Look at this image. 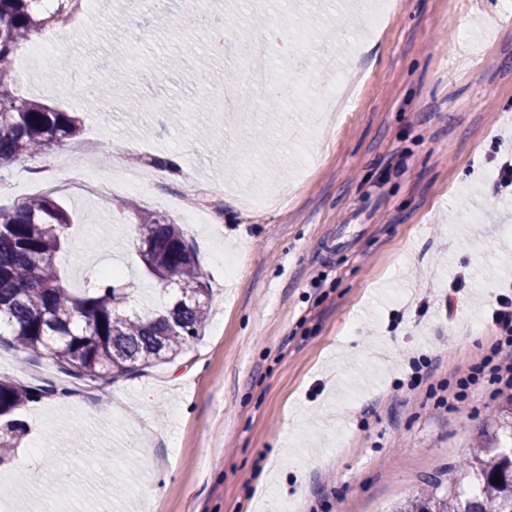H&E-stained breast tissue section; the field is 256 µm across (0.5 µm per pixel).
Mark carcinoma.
I'll use <instances>...</instances> for the list:
<instances>
[{
	"mask_svg": "<svg viewBox=\"0 0 512 512\" xmlns=\"http://www.w3.org/2000/svg\"><path fill=\"white\" fill-rule=\"evenodd\" d=\"M36 0H0V64L63 9L36 12ZM13 72L0 67V164L40 155L80 131V118L13 92ZM70 217L47 195L0 206V344L24 355L47 351L59 372L107 386L181 353L209 317V288L179 225L138 215L139 253L147 273L177 288L158 308L128 311L131 290L106 273L80 294L57 268ZM53 391L0 379V449L23 432L13 419L26 402ZM500 483H492L495 476ZM392 512H512V401L502 407L482 447L459 464L448 488L433 484Z\"/></svg>",
	"mask_w": 512,
	"mask_h": 512,
	"instance_id": "cac0c4a2",
	"label": "carcinoma"
}]
</instances>
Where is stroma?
<instances>
[{
	"label": "stroma",
	"mask_w": 512,
	"mask_h": 512,
	"mask_svg": "<svg viewBox=\"0 0 512 512\" xmlns=\"http://www.w3.org/2000/svg\"><path fill=\"white\" fill-rule=\"evenodd\" d=\"M234 28L287 21L328 28L307 68L274 66L297 99L248 129L199 101H238L248 42L214 56L180 0H98L66 23L48 91L24 96L78 113L112 195L63 188L59 148L0 167V202L37 194L71 215L66 287L118 266L151 307L156 281L137 251L135 212L186 229L210 289V318L174 361L106 387L73 380L25 403L0 485L18 506L54 512H391L478 444L512 391L489 380L465 407L455 381L497 340L499 294L512 289V198L494 176L512 156V12L502 0H404L377 34L378 0H223ZM113 59L99 112L81 94L87 68ZM357 80L343 118L319 112L341 67ZM303 137H278L283 119ZM175 170H168L171 158ZM150 169L153 185L122 186ZM465 286L448 288L456 278ZM423 359L411 380L409 358ZM49 358L0 347V378L57 380ZM111 458L109 469L92 467Z\"/></svg>",
	"instance_id": "obj_1"
}]
</instances>
